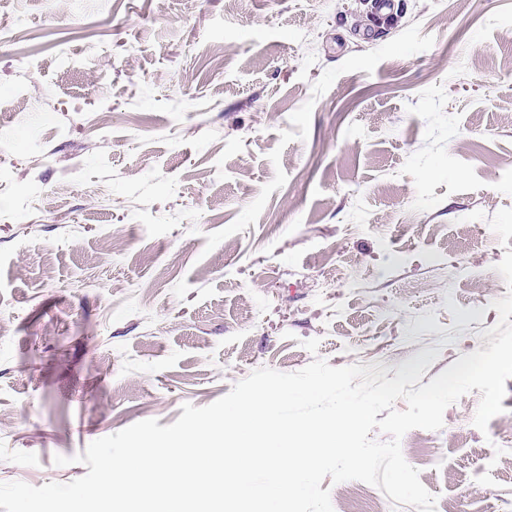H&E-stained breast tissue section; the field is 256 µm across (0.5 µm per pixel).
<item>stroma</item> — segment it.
<instances>
[{
    "instance_id": "stroma-1",
    "label": "stroma",
    "mask_w": 512,
    "mask_h": 512,
    "mask_svg": "<svg viewBox=\"0 0 512 512\" xmlns=\"http://www.w3.org/2000/svg\"><path fill=\"white\" fill-rule=\"evenodd\" d=\"M0 483L254 370L487 348L507 293L512 0H0ZM401 439L436 512H512V379ZM69 465H56V456ZM333 512H417L323 480Z\"/></svg>"
}]
</instances>
